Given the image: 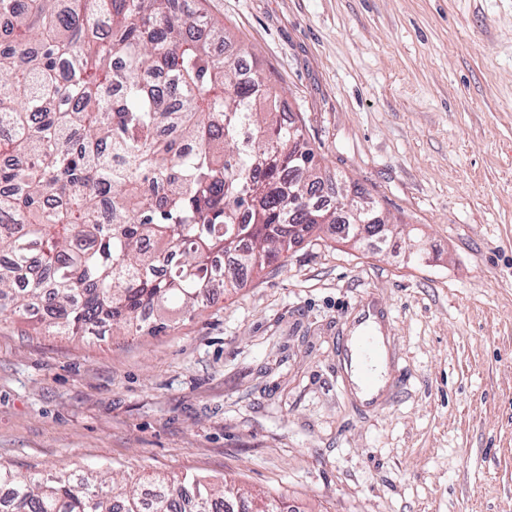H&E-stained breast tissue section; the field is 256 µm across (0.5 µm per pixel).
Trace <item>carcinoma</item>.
Here are the masks:
<instances>
[{"instance_id":"carcinoma-1","label":"carcinoma","mask_w":512,"mask_h":512,"mask_svg":"<svg viewBox=\"0 0 512 512\" xmlns=\"http://www.w3.org/2000/svg\"><path fill=\"white\" fill-rule=\"evenodd\" d=\"M0 299L84 336H156L323 224L358 243L389 221L314 178L274 86L174 0H0ZM0 512H281L194 475L22 474Z\"/></svg>"}]
</instances>
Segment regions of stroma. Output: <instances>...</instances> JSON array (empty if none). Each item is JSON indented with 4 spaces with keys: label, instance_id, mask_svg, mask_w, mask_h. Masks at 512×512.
<instances>
[{
    "label": "stroma",
    "instance_id": "35a3bbf8",
    "mask_svg": "<svg viewBox=\"0 0 512 512\" xmlns=\"http://www.w3.org/2000/svg\"><path fill=\"white\" fill-rule=\"evenodd\" d=\"M181 7L248 45L389 240L324 227L156 336L0 314V461L197 475L283 512H512V0ZM368 303L389 366L364 404L341 342Z\"/></svg>",
    "mask_w": 512,
    "mask_h": 512
}]
</instances>
